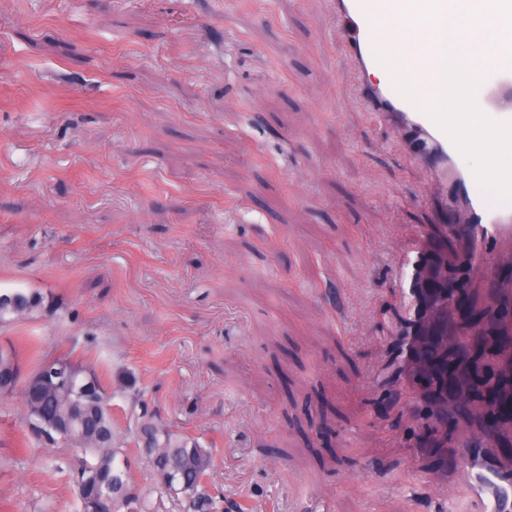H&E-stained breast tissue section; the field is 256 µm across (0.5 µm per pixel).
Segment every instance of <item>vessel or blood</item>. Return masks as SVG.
Wrapping results in <instances>:
<instances>
[{
	"label": "vessel or blood",
	"instance_id": "obj_1",
	"mask_svg": "<svg viewBox=\"0 0 512 512\" xmlns=\"http://www.w3.org/2000/svg\"><path fill=\"white\" fill-rule=\"evenodd\" d=\"M334 8L343 27L344 55L359 76V91L367 110L393 128L413 160L428 165L432 185L443 194L448 210L460 215V222L448 226L449 236L464 243L459 264L473 272H491L502 254H512V200L489 207L483 188L472 172L459 166L458 150L435 124L428 108L415 107L398 92L399 75H406L414 84L423 76L408 71L402 59L384 48L373 22L381 16L399 14L400 0H334ZM375 72L383 73L381 82L371 81ZM477 102L491 118L512 121L511 56H498L491 77L478 90ZM400 278L408 311L419 315L426 307L420 289L419 254L408 256L402 263ZM440 349L436 340L425 354L435 387L447 381V362ZM448 467L468 472L475 494L483 499L484 512H502L503 501L512 502V460L501 455L495 441L460 436L448 452Z\"/></svg>",
	"mask_w": 512,
	"mask_h": 512
}]
</instances>
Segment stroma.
Listing matches in <instances>:
<instances>
[{
  "label": "stroma",
  "instance_id": "obj_1",
  "mask_svg": "<svg viewBox=\"0 0 512 512\" xmlns=\"http://www.w3.org/2000/svg\"><path fill=\"white\" fill-rule=\"evenodd\" d=\"M341 42L330 0H0V292L63 307L0 346L25 375L66 355L99 376L152 499L139 401L212 450L210 485L245 512H483L467 472L426 471L459 430L500 433L493 402L458 382L424 401L393 341L464 326L461 361L511 341L512 259L477 282L453 264L426 170L363 110ZM415 243L480 302L411 321L395 272ZM22 414L0 392V506L72 512L71 451L21 450Z\"/></svg>",
  "mask_w": 512,
  "mask_h": 512
}]
</instances>
